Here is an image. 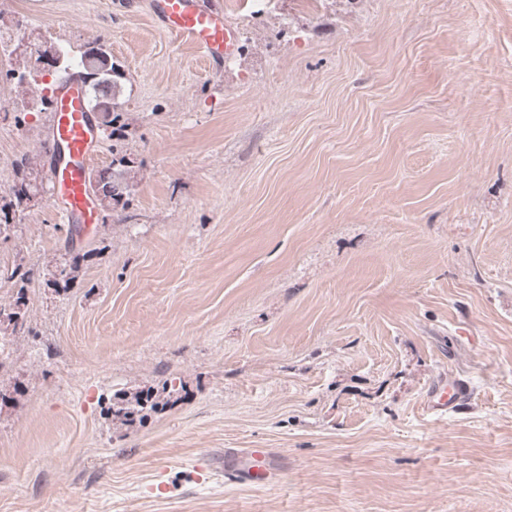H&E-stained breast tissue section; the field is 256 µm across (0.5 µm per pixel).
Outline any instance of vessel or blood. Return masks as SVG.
Wrapping results in <instances>:
<instances>
[{
	"label": "vessel or blood",
	"mask_w": 512,
	"mask_h": 512,
	"mask_svg": "<svg viewBox=\"0 0 512 512\" xmlns=\"http://www.w3.org/2000/svg\"><path fill=\"white\" fill-rule=\"evenodd\" d=\"M154 14L163 31L200 49L210 62H224L239 49V35L226 22L223 9L205 0H154ZM51 111L53 144L46 173L52 186V207L68 228L87 231L100 222L88 178L100 131L85 85L75 78L62 81ZM467 392V383L460 380L436 382L424 409L431 415L447 414ZM212 466L231 482L252 486L283 470L284 460L267 448H228L213 457Z\"/></svg>",
	"instance_id": "1"
}]
</instances>
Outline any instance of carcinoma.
<instances>
[{
	"instance_id": "cac0c4a2",
	"label": "carcinoma",
	"mask_w": 512,
	"mask_h": 512,
	"mask_svg": "<svg viewBox=\"0 0 512 512\" xmlns=\"http://www.w3.org/2000/svg\"><path fill=\"white\" fill-rule=\"evenodd\" d=\"M83 69V81L88 91L89 105L92 111L102 114L104 132L113 140L112 163L105 169L95 171L90 175L89 184L95 194L99 206L105 210H112L118 206H127L131 201L132 188L126 177L125 167L131 163L126 155L121 153L120 144L126 137L127 125L123 120V113L118 111L116 102L120 93V79L123 76L120 66L110 62L109 67L104 68L89 56V50H84L80 56ZM31 172L27 161L22 160L17 165L16 177L20 187H12L9 195L0 196V234L7 231L12 225L13 215L20 208L27 206L25 198L27 191L31 190ZM69 259L60 269L64 274L62 281L68 283L74 278L78 264L83 260L80 253L69 250ZM6 279L18 287L16 299L9 304L0 303V326L6 325L12 328L14 333H23L27 328V302L25 292L30 283V274L19 268H14L6 273ZM162 400L147 403L142 398V392L135 391L130 395H122L111 402L107 407V415L115 420L128 421L145 410H155L172 402V397L177 393L173 382L165 381L161 386Z\"/></svg>"
}]
</instances>
